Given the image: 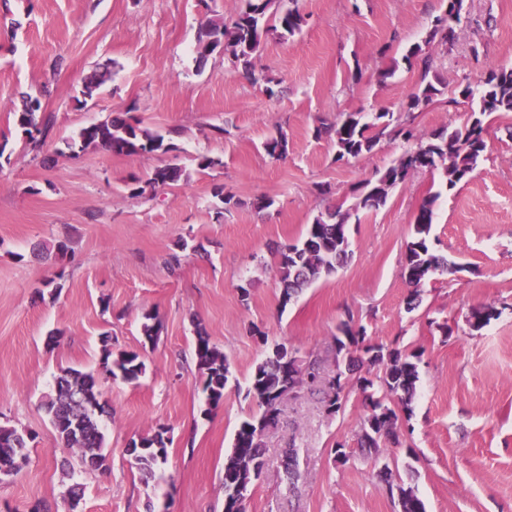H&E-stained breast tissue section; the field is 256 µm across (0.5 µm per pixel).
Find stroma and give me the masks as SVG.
Returning a JSON list of instances; mask_svg holds the SVG:
<instances>
[{
	"label": "stroma",
	"mask_w": 512,
	"mask_h": 512,
	"mask_svg": "<svg viewBox=\"0 0 512 512\" xmlns=\"http://www.w3.org/2000/svg\"><path fill=\"white\" fill-rule=\"evenodd\" d=\"M297 5L302 33L264 44L249 79L223 54L201 64L193 51L205 9L228 19L241 0H0V423L32 436L28 464L0 477V512L37 502L66 512L74 483L84 490L79 512H224V458L241 421L257 412L246 396L255 365L285 343L333 373L346 360L336 351L346 320L365 327L368 343L418 356L417 394L398 413L397 440L383 441L376 459L358 450L365 367L344 371L336 413L321 392L299 390L263 437L267 466L247 512H399L377 475L383 461L427 512H512V112L486 119L487 150L468 182L445 192L441 172H419L384 207L350 218L344 268L287 304L277 271L278 249L328 207L351 208L357 188L405 149L386 136L370 154L340 161L315 136L319 123L385 109L426 133L460 127L471 111L462 89L490 68L512 67V0H466L454 42L429 45L426 74L402 56L423 42L444 0ZM105 67L111 79L84 97L82 77ZM267 76L278 81L270 93ZM425 78L442 95L407 110ZM24 93L54 119L37 154L10 113ZM132 105L143 127L175 131L188 180L134 196L130 175L147 177L168 156L67 148L82 127ZM280 132L288 155L276 160L263 144ZM203 154L223 167L199 170ZM219 186L240 206L219 213ZM432 193L431 243L462 270L426 279L411 310L406 244ZM260 196L273 204L258 213L251 202ZM61 241L67 252H55ZM173 254L179 266H168ZM50 278L62 285L53 295ZM481 305L500 314L474 331L468 319ZM148 313L159 322L153 343L141 332ZM199 322L232 371L210 414L195 358ZM107 332L113 350L143 360L137 382L101 375ZM63 367L99 375L104 468L83 467L44 411ZM161 427L167 461L147 476L125 448ZM291 442L302 471L295 496L281 467ZM339 443L347 462L335 460Z\"/></svg>",
	"instance_id": "stroma-1"
}]
</instances>
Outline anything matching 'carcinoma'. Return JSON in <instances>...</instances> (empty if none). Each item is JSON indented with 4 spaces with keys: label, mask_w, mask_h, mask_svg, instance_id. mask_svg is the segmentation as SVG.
<instances>
[{
    "label": "carcinoma",
    "mask_w": 512,
    "mask_h": 512,
    "mask_svg": "<svg viewBox=\"0 0 512 512\" xmlns=\"http://www.w3.org/2000/svg\"><path fill=\"white\" fill-rule=\"evenodd\" d=\"M465 0H446V8L433 22L425 44L434 41L446 45L454 39L452 23L460 20ZM206 15L199 24L196 43L199 59L206 60L213 52L221 50L233 66L247 74H253V59L269 39L287 40L300 33L306 20L297 8L279 9L275 0H244V6L235 17L226 22L209 16L211 9L204 5ZM403 60L420 62L423 74L432 67V57L423 52L419 44L412 45ZM108 69L93 72L86 78L83 94L93 92L110 79ZM441 94L431 82L419 86L409 96L408 107L415 109L428 104ZM462 96L477 100L478 109L461 127L449 130L445 127L431 133H423L408 120L394 123L393 113L351 112L336 123L317 129V134L334 135L336 160L359 158L371 153L387 134H394L411 144L390 167L376 180H368L360 186L354 210L376 211L383 207L389 190L405 183L419 171L442 172L448 189L469 180L478 167L487 145L484 139V120L494 113L512 112V68H492L477 87H465ZM13 120L25 137L30 150L38 152L43 147L52 126V116L41 112L37 98H23L21 108L13 112ZM90 146H97L116 156L143 153H169L176 146L159 133L141 127V121L126 114H115L104 121L82 128L78 138L67 143L75 153ZM270 156L283 158L288 153V139L284 133L268 139L264 145ZM184 169L176 162L154 169L151 176L142 179L133 176L128 182L131 193L143 195L179 182ZM439 194L428 196L421 203L414 219V234L406 245L405 276L410 285L417 288L427 277L437 272H459L458 264L435 254L429 245L433 224V207ZM351 213L338 206L332 211L314 217L303 237L278 251L277 266L282 286L283 303L300 294L305 288L324 275L342 268L349 258V244L338 234L348 235L347 226ZM344 338H336L338 351L355 363L353 353L360 351V362L367 367H383L380 389H375L372 379L358 378L369 413L361 423L360 448L370 454L379 453L380 441L397 439L398 415L386 400L394 397L402 408L414 394L418 381L414 355H404L382 344L366 343V330L344 324ZM101 367L114 378L134 382L145 372V364L135 352L112 351L110 336L102 339ZM288 345L279 343L271 354L258 362L250 376L247 395L255 402L258 413L238 426L234 443L224 460V512H246L241 502L247 501L250 488L261 479L265 466L262 436L270 425L279 422L282 403L303 383L314 384L321 379L318 364L314 361L296 368L288 367ZM195 357L203 379L209 413L224 402V389L230 375V364L224 352L210 342L206 326H195ZM343 387L341 375L330 384L325 406L335 413L341 408ZM96 390L93 374L66 367L60 369L55 379V395L45 403L55 429L57 439L65 448H75L82 464L100 469L104 466V435L99 416L104 405ZM167 430L158 428L153 434L130 441L126 453L132 463L144 474H153L166 463L168 451ZM287 460L286 473L291 484L301 479L298 469L297 450L284 452ZM28 462L27 440L15 427L0 424V468H7V475L17 474ZM390 496L397 497L400 512H426L424 502L409 487L387 482Z\"/></svg>",
    "instance_id": "cac0c4a2"
}]
</instances>
